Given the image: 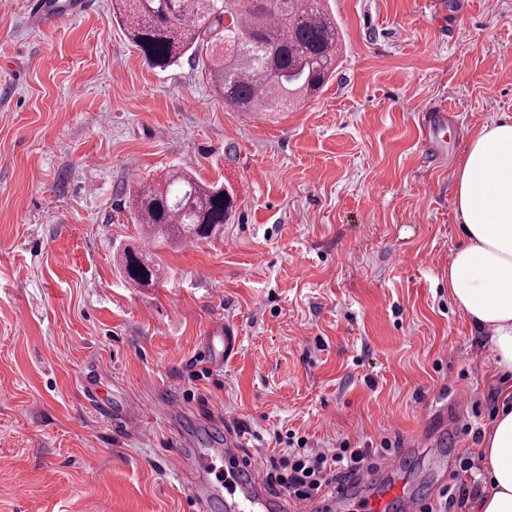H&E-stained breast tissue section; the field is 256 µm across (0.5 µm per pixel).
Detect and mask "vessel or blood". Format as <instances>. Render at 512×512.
<instances>
[{
  "instance_id": "vessel-or-blood-1",
  "label": "vessel or blood",
  "mask_w": 512,
  "mask_h": 512,
  "mask_svg": "<svg viewBox=\"0 0 512 512\" xmlns=\"http://www.w3.org/2000/svg\"><path fill=\"white\" fill-rule=\"evenodd\" d=\"M88 5L87 0H30L28 20L41 23L46 16H74ZM174 455L182 464L188 491L200 512H207L212 498L224 500L226 512H314L315 504L287 503L270 496L256 474L255 464L243 461L239 448L225 442L220 448H199L186 453L174 448ZM402 461L401 454L387 457L379 466L380 471L395 473L396 478L363 495L357 483H350L333 492L331 499L337 508H345L352 500L365 497V512H424L429 501L426 496L411 492L397 473Z\"/></svg>"
}]
</instances>
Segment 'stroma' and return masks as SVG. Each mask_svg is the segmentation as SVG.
Listing matches in <instances>:
<instances>
[{
	"instance_id": "stroma-1",
	"label": "stroma",
	"mask_w": 512,
	"mask_h": 512,
	"mask_svg": "<svg viewBox=\"0 0 512 512\" xmlns=\"http://www.w3.org/2000/svg\"><path fill=\"white\" fill-rule=\"evenodd\" d=\"M28 2L0 9V512H199L170 449L217 421L261 473L290 430L432 435L467 496L449 512H469L498 391L448 294L455 172L512 116V0H323L336 73L279 113L225 107L193 59L148 64L115 0L38 27ZM176 168L230 185L235 218L148 247L163 276L131 287L128 201ZM456 395L459 434L429 419Z\"/></svg>"
}]
</instances>
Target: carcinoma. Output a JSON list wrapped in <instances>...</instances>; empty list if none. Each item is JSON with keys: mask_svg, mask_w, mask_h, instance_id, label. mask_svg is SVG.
<instances>
[{"mask_svg": "<svg viewBox=\"0 0 512 512\" xmlns=\"http://www.w3.org/2000/svg\"><path fill=\"white\" fill-rule=\"evenodd\" d=\"M119 15L149 63L200 59L207 83L239 112H286L322 92L336 70L340 35L321 0H119ZM130 208L147 238L194 242L224 228L235 200L178 169L163 187L140 183ZM120 264L137 287L161 276L142 252L125 251Z\"/></svg>", "mask_w": 512, "mask_h": 512, "instance_id": "carcinoma-1", "label": "carcinoma"}]
</instances>
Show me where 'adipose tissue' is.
<instances>
[{
    "instance_id": "obj_1",
    "label": "adipose tissue",
    "mask_w": 512,
    "mask_h": 512,
    "mask_svg": "<svg viewBox=\"0 0 512 512\" xmlns=\"http://www.w3.org/2000/svg\"><path fill=\"white\" fill-rule=\"evenodd\" d=\"M460 241L448 266V293L474 333L488 337L498 371L512 373V117L469 140L456 172ZM480 450L488 474L472 512H512V381Z\"/></svg>"
}]
</instances>
